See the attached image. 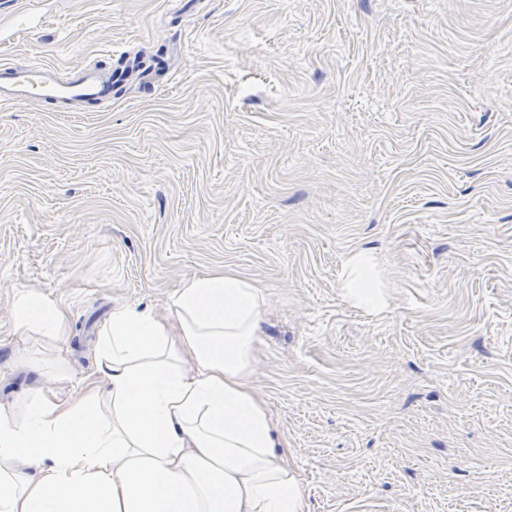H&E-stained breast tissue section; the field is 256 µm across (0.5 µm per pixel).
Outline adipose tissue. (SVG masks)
Instances as JSON below:
<instances>
[{
  "mask_svg": "<svg viewBox=\"0 0 512 512\" xmlns=\"http://www.w3.org/2000/svg\"><path fill=\"white\" fill-rule=\"evenodd\" d=\"M375 256L347 261L344 296L375 312ZM266 296L231 271L188 278L170 319L120 306L102 331L105 385L0 408V512H303V490L246 382ZM20 329L63 335L64 311L16 300Z\"/></svg>",
  "mask_w": 512,
  "mask_h": 512,
  "instance_id": "ef3b65f1",
  "label": "adipose tissue"
}]
</instances>
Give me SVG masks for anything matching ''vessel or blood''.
Masks as SVG:
<instances>
[{"label": "vessel or blood", "mask_w": 512, "mask_h": 512, "mask_svg": "<svg viewBox=\"0 0 512 512\" xmlns=\"http://www.w3.org/2000/svg\"><path fill=\"white\" fill-rule=\"evenodd\" d=\"M127 69L106 71L85 61L60 71L58 66L33 58L19 65L0 57V104L20 106L41 98L56 112H77L112 101L127 81Z\"/></svg>", "instance_id": "obj_1"}]
</instances>
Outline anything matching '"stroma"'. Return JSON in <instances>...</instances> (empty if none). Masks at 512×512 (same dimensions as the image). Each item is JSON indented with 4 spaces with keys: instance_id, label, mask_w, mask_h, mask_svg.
<instances>
[{
    "instance_id": "obj_1",
    "label": "stroma",
    "mask_w": 512,
    "mask_h": 512,
    "mask_svg": "<svg viewBox=\"0 0 512 512\" xmlns=\"http://www.w3.org/2000/svg\"><path fill=\"white\" fill-rule=\"evenodd\" d=\"M0 55L164 59L90 112L0 105V406L101 379L112 309L267 296L246 378L304 512H512V0H41ZM374 252L389 305L341 293ZM33 293L66 334L17 329ZM64 367L67 381L54 372Z\"/></svg>"
}]
</instances>
